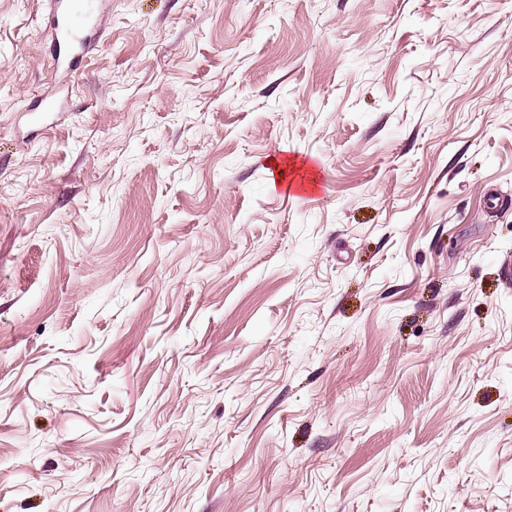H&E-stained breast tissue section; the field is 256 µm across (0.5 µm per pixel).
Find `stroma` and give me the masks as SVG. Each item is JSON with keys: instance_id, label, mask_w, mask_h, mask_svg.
<instances>
[{"instance_id": "stroma-1", "label": "stroma", "mask_w": 512, "mask_h": 512, "mask_svg": "<svg viewBox=\"0 0 512 512\" xmlns=\"http://www.w3.org/2000/svg\"><path fill=\"white\" fill-rule=\"evenodd\" d=\"M104 3L0 0V512H512V0ZM47 25L55 34L57 70L69 74L80 67L89 47L98 39L96 0H49Z\"/></svg>"}]
</instances>
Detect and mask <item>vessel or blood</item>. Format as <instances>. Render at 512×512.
<instances>
[{"label": "vessel or blood", "instance_id": "obj_1", "mask_svg": "<svg viewBox=\"0 0 512 512\" xmlns=\"http://www.w3.org/2000/svg\"><path fill=\"white\" fill-rule=\"evenodd\" d=\"M47 23L55 34V62L62 73L79 68L98 29L95 0H49Z\"/></svg>", "mask_w": 512, "mask_h": 512}]
</instances>
